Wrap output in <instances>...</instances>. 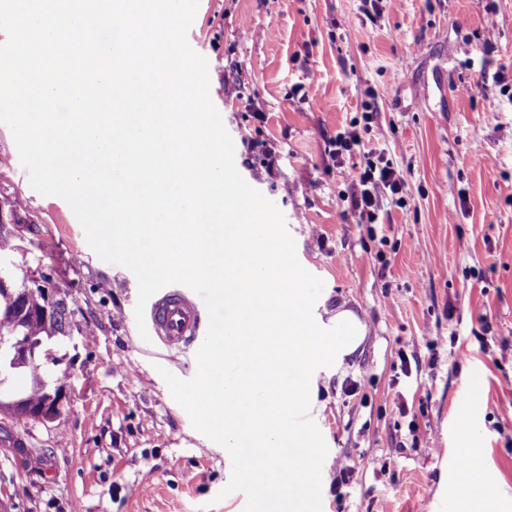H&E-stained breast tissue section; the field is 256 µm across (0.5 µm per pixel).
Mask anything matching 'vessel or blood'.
<instances>
[{"instance_id": "1", "label": "vessel or blood", "mask_w": 512, "mask_h": 512, "mask_svg": "<svg viewBox=\"0 0 512 512\" xmlns=\"http://www.w3.org/2000/svg\"><path fill=\"white\" fill-rule=\"evenodd\" d=\"M204 317L199 294L179 284L157 291L146 303L144 318L154 347L182 348L198 341Z\"/></svg>"}]
</instances>
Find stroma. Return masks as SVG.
<instances>
[{
    "label": "stroma",
    "instance_id": "obj_1",
    "mask_svg": "<svg viewBox=\"0 0 512 512\" xmlns=\"http://www.w3.org/2000/svg\"><path fill=\"white\" fill-rule=\"evenodd\" d=\"M187 41L210 63L237 170L323 282L314 314L343 304L366 327L356 353L314 374L323 512H459L482 494L461 478L467 456L498 477L493 512H512V0H199ZM368 110L367 149L408 187L360 220L345 173L363 158L333 157L331 141ZM4 197L30 222L0 272L52 273L81 332L56 368L63 423L0 415V512H243V493L220 494L229 456L161 375L191 378L196 348L141 344L135 276L31 187L0 124Z\"/></svg>",
    "mask_w": 512,
    "mask_h": 512
}]
</instances>
